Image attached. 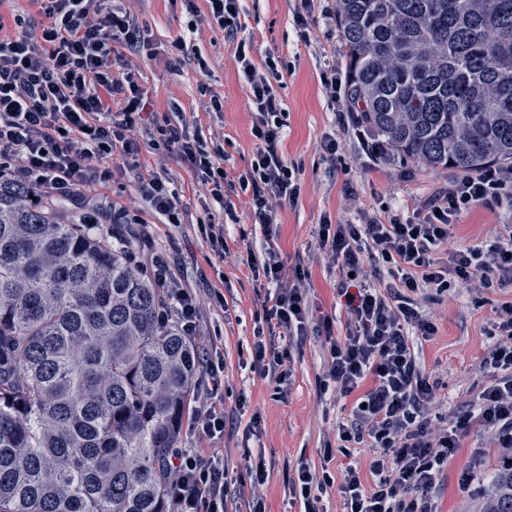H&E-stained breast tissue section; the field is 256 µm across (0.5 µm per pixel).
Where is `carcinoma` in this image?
<instances>
[{
  "instance_id": "carcinoma-1",
  "label": "carcinoma",
  "mask_w": 512,
  "mask_h": 512,
  "mask_svg": "<svg viewBox=\"0 0 512 512\" xmlns=\"http://www.w3.org/2000/svg\"><path fill=\"white\" fill-rule=\"evenodd\" d=\"M347 98L413 162L512 165V0H339ZM128 246L0 178V512H169L198 348ZM482 512H512L500 470Z\"/></svg>"
}]
</instances>
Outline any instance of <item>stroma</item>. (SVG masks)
I'll return each mask as SVG.
<instances>
[{"label": "stroma", "mask_w": 512, "mask_h": 512, "mask_svg": "<svg viewBox=\"0 0 512 512\" xmlns=\"http://www.w3.org/2000/svg\"><path fill=\"white\" fill-rule=\"evenodd\" d=\"M156 54L146 57L125 53L124 61L151 98L153 119L170 113L179 105L191 128L207 140L223 142L227 157L224 169L230 184L224 198L233 206V219L213 200L186 164L158 153L143 144L135 165L116 169L110 182L94 185L87 196L60 199L62 208L90 210L104 225L125 214L139 219L150 234L154 251L175 257V272L184 286L204 296L201 334L196 346L209 337H220L224 354V380L219 393L234 424L226 428L221 444L224 458L235 473L245 470L247 450H263L268 477L260 493L266 512H289L288 483L299 459L327 468L334 484L323 494L320 512H342L336 486L348 463L359 466L363 484H371L368 469L372 454L368 448L339 446L337 429L346 421L353 398H337L323 387V319H330L335 335H343L345 316L339 305L338 280L317 246L323 217L335 222H363L365 216L400 212L410 216L415 208L438 188L457 181L450 169L427 168L393 150L375 154L365 146V131L347 112H337L323 88L321 77L335 71L345 76V48L338 26L328 14L334 0H314L315 22L309 38H301L293 22L300 0H242L241 20L253 41L252 60L263 65L266 56L281 59L288 70L277 92L288 113L281 150L289 163L299 169L301 194L297 203L277 209L273 243L286 271L302 264L307 275L308 303L313 314L302 345L293 347L292 377L287 393H277L273 381L251 372L246 361L253 344L255 313L265 290L250 269L251 256H262L264 237L250 218L249 196L236 181L249 167L255 152L251 128L255 117L249 106L250 89L242 76L234 52L224 43L221 30L205 20L206 0H195L196 14H189L183 0H124ZM196 24L194 43L208 63L207 69L173 53L171 41L189 24ZM208 85L221 97L223 108L213 111L208 98L199 93ZM336 135L342 145V159L327 160L321 150L326 135ZM156 174L168 183L177 197L180 221L168 223L144 202L139 180ZM215 218L224 223V251L215 253L199 231L201 223ZM512 224V206H478L464 214L454 229V245L492 241L498 225ZM512 302V288H488L472 294L461 288L443 293L438 301L424 303L433 315L438 333L419 340V358L439 387L437 405L431 411L438 419L462 405L475 402L488 379L480 367L485 350L498 338V311ZM258 424L259 438L248 429ZM484 433L470 431L461 440L457 454L439 477L434 489L441 512H479L483 496L497 473L500 451L488 447ZM481 455V474L469 485L460 475L473 453Z\"/></svg>", "instance_id": "35a3bbf8"}]
</instances>
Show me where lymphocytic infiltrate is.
<instances>
[{
  "instance_id": "lymphocytic-infiltrate-1",
  "label": "lymphocytic infiltrate",
  "mask_w": 512,
  "mask_h": 512,
  "mask_svg": "<svg viewBox=\"0 0 512 512\" xmlns=\"http://www.w3.org/2000/svg\"><path fill=\"white\" fill-rule=\"evenodd\" d=\"M206 20L224 33L250 87L255 114L251 134L253 159L239 175L250 195V215L263 235H270L277 208L300 196L299 171L284 157L280 142L286 121L272 83L280 79L278 61L266 56L263 67L251 58L253 43L245 37L239 0H207ZM44 23L15 16L12 34L0 36V176L45 188L62 197L109 180L104 159L136 160L141 144L136 125L148 106V93L134 72L113 70L115 45L144 53L149 43L121 0L109 10L96 0H41ZM154 150L178 157L210 188L224 210L227 173L223 144H208L189 131L185 118L155 123ZM512 203V171L491 165L459 179L425 200L414 216L394 214L387 220L366 218L360 224H335L323 218L318 246L328 268L339 279L347 327L332 336L323 320L328 352L326 376L337 396L358 394L346 423L338 427L341 444L372 451V485H364L351 466L339 486L344 512H440L433 494L461 438L480 429L501 453L503 468L512 470V303L504 304L499 339L484 352L480 366L492 381L469 409L454 412L443 425H432L429 411L437 384L420 365L415 339L436 336L438 325L421 307L457 287L471 293L497 286L512 287V225H500L493 241L448 249L460 217L472 208ZM388 264L392 285L362 280L364 262ZM255 277L270 288L257 314L251 350L252 370L272 380L277 390L290 383L291 349L308 334V287L302 266L286 274L274 244L252 259ZM148 267L165 288L172 316L184 335L199 333L196 293L179 286L168 257L152 255ZM198 384L194 426L205 445L174 453L173 512H224L236 486L223 454L210 443L222 439L228 423L218 397L224 361L205 353ZM329 473L300 460L288 485L304 512H319Z\"/></svg>"
}]
</instances>
